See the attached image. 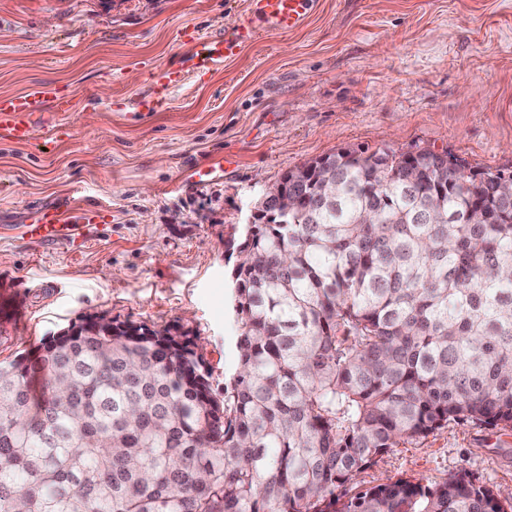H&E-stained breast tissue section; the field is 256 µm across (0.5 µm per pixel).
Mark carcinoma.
Masks as SVG:
<instances>
[{"mask_svg":"<svg viewBox=\"0 0 512 512\" xmlns=\"http://www.w3.org/2000/svg\"><path fill=\"white\" fill-rule=\"evenodd\" d=\"M503 175L420 146L288 171L291 210L234 246L219 394L192 340L134 323L0 363V512H512L465 474L357 482L451 423L512 431Z\"/></svg>","mask_w":512,"mask_h":512,"instance_id":"carcinoma-1","label":"carcinoma"}]
</instances>
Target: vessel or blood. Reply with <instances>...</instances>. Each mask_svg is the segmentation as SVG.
Here are the masks:
<instances>
[{"label": "vessel or blood", "mask_w": 512, "mask_h": 512, "mask_svg": "<svg viewBox=\"0 0 512 512\" xmlns=\"http://www.w3.org/2000/svg\"><path fill=\"white\" fill-rule=\"evenodd\" d=\"M312 4L313 0H258V11L272 30L288 31L304 21ZM253 34L251 26L242 25L226 33L224 38L211 41L207 61L218 64L234 57ZM62 99L61 90L50 83L34 84L23 93L1 96L0 138L27 142L34 118L42 115L47 105L61 104ZM104 219V210L95 206L81 208L72 215L55 207L40 208L30 216L24 233L45 242L68 239L78 229L101 226Z\"/></svg>", "instance_id": "obj_1"}]
</instances>
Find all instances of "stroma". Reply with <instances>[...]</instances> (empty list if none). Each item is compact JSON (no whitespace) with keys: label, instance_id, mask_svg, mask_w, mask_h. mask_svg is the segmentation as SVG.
I'll return each instance as SVG.
<instances>
[{"label":"stroma","instance_id":"stroma-1","mask_svg":"<svg viewBox=\"0 0 512 512\" xmlns=\"http://www.w3.org/2000/svg\"><path fill=\"white\" fill-rule=\"evenodd\" d=\"M245 22L236 56L140 113L152 71ZM39 81L71 99L31 141L0 139V362L103 315L194 338L220 389L237 356L229 255L267 186L342 148L512 171V0H313L285 33L255 0H0V96ZM88 203L106 219L86 242L25 237L31 211ZM459 473L512 492V432L452 424L359 480Z\"/></svg>","mask_w":512,"mask_h":512}]
</instances>
